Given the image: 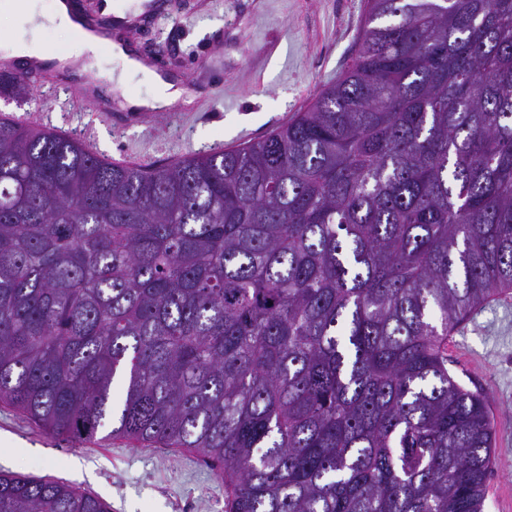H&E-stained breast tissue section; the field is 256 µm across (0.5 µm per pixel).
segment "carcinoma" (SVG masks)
Returning <instances> with one entry per match:
<instances>
[{
  "label": "carcinoma",
  "mask_w": 512,
  "mask_h": 512,
  "mask_svg": "<svg viewBox=\"0 0 512 512\" xmlns=\"http://www.w3.org/2000/svg\"><path fill=\"white\" fill-rule=\"evenodd\" d=\"M510 290L512 0H367L307 109L170 165L0 117V401L191 448L225 512H483L448 336ZM0 512L111 506L0 471Z\"/></svg>",
  "instance_id": "carcinoma-1"
}]
</instances>
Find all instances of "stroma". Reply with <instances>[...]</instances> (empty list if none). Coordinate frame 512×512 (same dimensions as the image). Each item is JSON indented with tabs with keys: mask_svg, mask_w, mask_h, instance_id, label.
<instances>
[{
	"mask_svg": "<svg viewBox=\"0 0 512 512\" xmlns=\"http://www.w3.org/2000/svg\"><path fill=\"white\" fill-rule=\"evenodd\" d=\"M172 19L136 32L140 48L164 57L169 70L198 86L187 112H152L139 122L73 105L64 92L0 90L9 115L77 139L92 138L98 155L150 166L203 150L260 141L351 66L366 0H169ZM54 0H38L45 22L31 29L0 12V32L36 39L66 53L72 35L49 20ZM448 370L488 396L496 466L484 512H512V294L471 312L448 338ZM0 470L68 483L110 504L112 512H224V478L189 448L144 446L122 437L74 444L45 433L0 402Z\"/></svg>",
	"mask_w": 512,
	"mask_h": 512,
	"instance_id": "obj_1",
	"label": "stroma"
}]
</instances>
